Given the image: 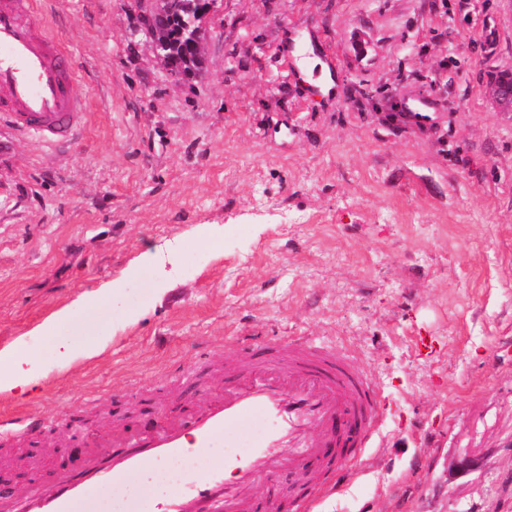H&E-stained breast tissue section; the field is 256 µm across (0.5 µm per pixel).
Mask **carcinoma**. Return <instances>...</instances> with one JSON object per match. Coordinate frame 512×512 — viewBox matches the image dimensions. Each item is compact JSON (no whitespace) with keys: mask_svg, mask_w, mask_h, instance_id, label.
<instances>
[{"mask_svg":"<svg viewBox=\"0 0 512 512\" xmlns=\"http://www.w3.org/2000/svg\"><path fill=\"white\" fill-rule=\"evenodd\" d=\"M210 0H171L169 10L155 19V25L164 34L162 52L172 70L188 77H196L205 69V59L196 55L191 35L198 19L209 10Z\"/></svg>","mask_w":512,"mask_h":512,"instance_id":"cac0c4a2","label":"carcinoma"}]
</instances>
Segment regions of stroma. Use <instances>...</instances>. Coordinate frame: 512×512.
I'll return each instance as SVG.
<instances>
[{"mask_svg": "<svg viewBox=\"0 0 512 512\" xmlns=\"http://www.w3.org/2000/svg\"><path fill=\"white\" fill-rule=\"evenodd\" d=\"M40 10L89 107L62 147L0 123V349L26 341L42 368L0 417L56 420L45 447L69 417L100 436L158 388L192 401L201 353L213 393L246 339L305 337L353 354L385 408L314 512H512V111L490 93L512 0H217L197 78L158 59L134 0ZM301 39L326 95L282 67ZM420 95L431 127L386 121ZM166 242L162 281L142 256ZM59 336L108 342L63 368Z\"/></svg>", "mask_w": 512, "mask_h": 512, "instance_id": "1", "label": "stroma"}]
</instances>
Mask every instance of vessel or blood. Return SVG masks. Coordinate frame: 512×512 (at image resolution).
<instances>
[{"label": "vessel or blood", "mask_w": 512, "mask_h": 512, "mask_svg": "<svg viewBox=\"0 0 512 512\" xmlns=\"http://www.w3.org/2000/svg\"><path fill=\"white\" fill-rule=\"evenodd\" d=\"M87 106L37 0H0V121L58 146L80 134ZM383 418L378 388L352 359L301 339L253 342L225 371L222 391L200 396L178 416L130 425L107 440L105 452L76 464L37 466L20 505L1 501L0 512H77L97 490L134 479L148 486L152 466L220 443L227 449L223 465L186 470L176 490L146 494L145 512H278V495L259 500L253 488L285 473L299 512H312L363 460ZM256 423L263 432L247 454L237 453L239 432ZM44 426L40 419L1 420L0 435L30 436Z\"/></svg>", "instance_id": "obj_1"}]
</instances>
